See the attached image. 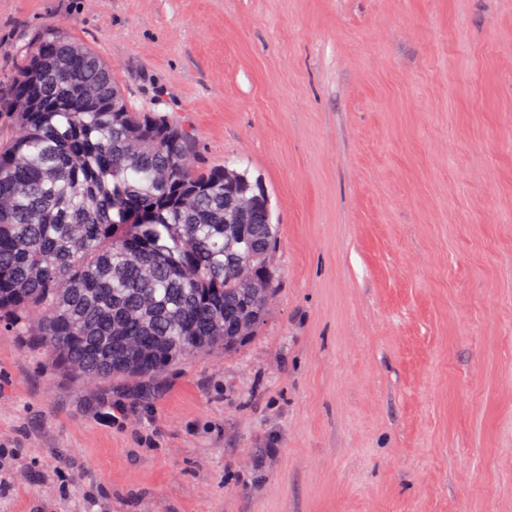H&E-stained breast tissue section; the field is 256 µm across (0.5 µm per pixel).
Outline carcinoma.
Segmentation results:
<instances>
[{"label":"carcinoma","mask_w":512,"mask_h":512,"mask_svg":"<svg viewBox=\"0 0 512 512\" xmlns=\"http://www.w3.org/2000/svg\"><path fill=\"white\" fill-rule=\"evenodd\" d=\"M241 189L45 28L0 77V326L104 381L236 350L275 294L279 238L260 211L239 223Z\"/></svg>","instance_id":"carcinoma-1"}]
</instances>
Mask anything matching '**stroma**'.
<instances>
[{
  "label": "stroma",
  "mask_w": 512,
  "mask_h": 512,
  "mask_svg": "<svg viewBox=\"0 0 512 512\" xmlns=\"http://www.w3.org/2000/svg\"><path fill=\"white\" fill-rule=\"evenodd\" d=\"M247 172L235 351L88 382L0 329V512H512V0H0Z\"/></svg>",
  "instance_id": "1"
}]
</instances>
